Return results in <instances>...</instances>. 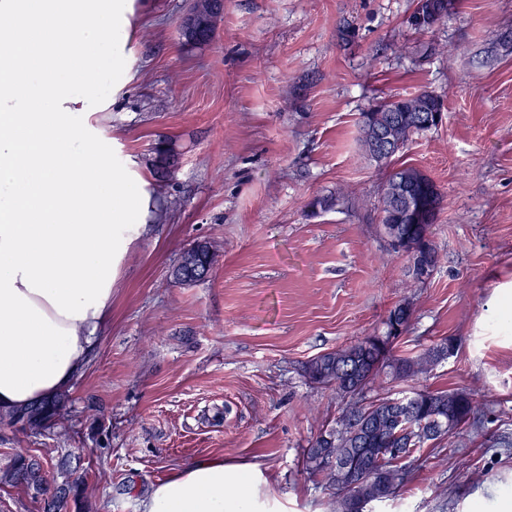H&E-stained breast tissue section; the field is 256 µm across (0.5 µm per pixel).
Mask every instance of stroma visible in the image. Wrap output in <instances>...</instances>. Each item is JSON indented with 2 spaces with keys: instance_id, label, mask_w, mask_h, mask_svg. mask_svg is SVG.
<instances>
[{
  "instance_id": "1",
  "label": "stroma",
  "mask_w": 512,
  "mask_h": 512,
  "mask_svg": "<svg viewBox=\"0 0 512 512\" xmlns=\"http://www.w3.org/2000/svg\"><path fill=\"white\" fill-rule=\"evenodd\" d=\"M193 2L134 0L96 116L114 165L180 206L123 257L67 419L38 434L0 425V468L69 454L93 512H142L159 482L220 457L252 474L257 512H330L303 451L341 400L301 367L381 333L407 298L395 352L444 337L457 349L378 396L462 389L480 423L426 444L375 512H512V319L495 303L512 286V0H449L427 30L411 22L417 0H224L211 43L189 50L178 28ZM422 89L442 99V121L395 163L444 196L441 263L424 283L382 231L389 170L366 157L358 125ZM316 197L333 204L313 217ZM196 241L217 262L175 283ZM397 317L398 323L402 325V334L407 331L413 316V303L409 299H403L398 302L388 313L384 321V331L382 336H390L388 329L391 327L394 317ZM399 335V336H401Z\"/></svg>"
}]
</instances>
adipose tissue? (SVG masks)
<instances>
[{
  "label": "adipose tissue",
  "mask_w": 512,
  "mask_h": 512,
  "mask_svg": "<svg viewBox=\"0 0 512 512\" xmlns=\"http://www.w3.org/2000/svg\"><path fill=\"white\" fill-rule=\"evenodd\" d=\"M132 0H0V407L66 390L112 309L151 198L112 165L92 117ZM83 84L75 95L73 84ZM253 477L200 458L143 512H253Z\"/></svg>",
  "instance_id": "1"
}]
</instances>
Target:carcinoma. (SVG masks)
<instances>
[{
  "mask_svg": "<svg viewBox=\"0 0 512 512\" xmlns=\"http://www.w3.org/2000/svg\"><path fill=\"white\" fill-rule=\"evenodd\" d=\"M448 15V0L417 3L414 18L420 29H429ZM441 99L430 91L390 99L362 113L361 144L367 146L374 128L397 114L403 119L401 136L411 139L426 127L414 123L418 113L440 112ZM405 170L391 172L381 196V213L399 211L390 197V187ZM410 238L426 240L429 261L440 263V252L431 239L427 224H407ZM185 252L193 253L195 266L189 268L178 257L174 279L191 284L205 279L206 270L217 262V253L208 242H197ZM413 303L398 302L384 321L383 335H389L393 319L407 331ZM378 335L364 336L332 352L318 355L302 366L311 384L336 392L341 406L332 425L306 450L305 469L320 476L332 490L333 512H368V506L395 495L408 478L403 461L430 441L452 438L475 420L474 399L465 390H417L397 398H369L367 394L389 382H407L425 375L448 358L449 338L417 353L397 355L393 346H380ZM70 396L62 391L26 407L0 409V424L21 425L39 432L59 424L67 412ZM57 469L63 481L53 483L41 460L19 455L0 470V487H21L41 504L42 512H91L88 487L83 476H73L69 456L61 457Z\"/></svg>",
  "mask_w": 512,
  "mask_h": 512,
  "instance_id": "carcinoma-1",
  "label": "carcinoma"
}]
</instances>
